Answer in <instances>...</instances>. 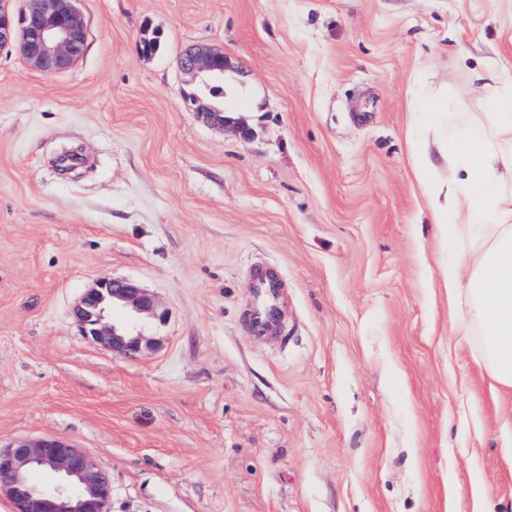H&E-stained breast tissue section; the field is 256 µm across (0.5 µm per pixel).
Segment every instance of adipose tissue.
Returning <instances> with one entry per match:
<instances>
[{
	"mask_svg": "<svg viewBox=\"0 0 512 512\" xmlns=\"http://www.w3.org/2000/svg\"><path fill=\"white\" fill-rule=\"evenodd\" d=\"M483 117H465V96L415 97L425 136L412 169L431 221L445 238L471 230L474 257L442 264L451 332L478 339L480 367L512 388V75L492 74Z\"/></svg>",
	"mask_w": 512,
	"mask_h": 512,
	"instance_id": "1",
	"label": "adipose tissue"
}]
</instances>
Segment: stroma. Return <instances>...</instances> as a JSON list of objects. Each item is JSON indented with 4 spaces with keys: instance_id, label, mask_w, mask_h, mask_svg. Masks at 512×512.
Here are the masks:
<instances>
[{
    "instance_id": "35a3bbf8",
    "label": "stroma",
    "mask_w": 512,
    "mask_h": 512,
    "mask_svg": "<svg viewBox=\"0 0 512 512\" xmlns=\"http://www.w3.org/2000/svg\"><path fill=\"white\" fill-rule=\"evenodd\" d=\"M78 7L71 70L0 49V444L72 440L110 512H476L478 490L512 512V389L456 346L437 285L469 241L437 238L409 161L418 86L479 113L474 71L512 72V0ZM189 45L231 60L223 94L179 70ZM106 275L165 313L138 359L73 319Z\"/></svg>"
}]
</instances>
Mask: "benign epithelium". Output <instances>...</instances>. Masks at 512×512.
I'll use <instances>...</instances> for the list:
<instances>
[{
	"label": "benign epithelium",
	"mask_w": 512,
	"mask_h": 512,
	"mask_svg": "<svg viewBox=\"0 0 512 512\" xmlns=\"http://www.w3.org/2000/svg\"><path fill=\"white\" fill-rule=\"evenodd\" d=\"M80 0H0V48L14 47L33 67L47 76L76 65L87 49V28L78 8ZM179 70L195 76L224 75L229 61L223 53L198 45L185 49ZM126 310L130 318L159 317L155 297L135 282L102 276L86 289L73 317L83 335L124 358H137L156 340L134 335L107 319L109 308ZM35 469L57 475L50 487L30 480ZM8 498L12 512H108L112 483L82 448L64 437L19 439L0 448V496Z\"/></svg>",
	"instance_id": "benign-epithelium-1"
}]
</instances>
